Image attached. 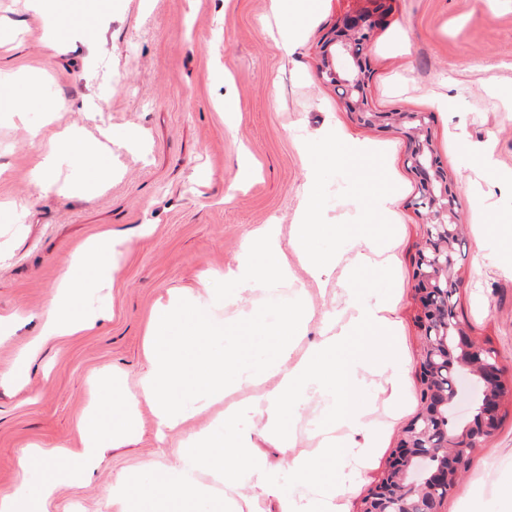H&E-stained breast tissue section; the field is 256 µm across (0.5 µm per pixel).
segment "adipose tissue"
<instances>
[{
    "label": "adipose tissue",
    "instance_id": "1",
    "mask_svg": "<svg viewBox=\"0 0 512 512\" xmlns=\"http://www.w3.org/2000/svg\"><path fill=\"white\" fill-rule=\"evenodd\" d=\"M65 160L83 171L85 199H93L112 177L109 163L79 132L52 131L44 159L32 172L39 194L51 190L56 167ZM308 182L288 239H281L277 225L256 228L235 265L225 270L223 289L207 281L201 292L186 291L152 309L149 367L135 388H127L118 373L104 372L90 390L89 418L80 431V447L68 451L70 463L29 447L19 460L22 479L10 495L0 497V512H44L60 486L84 482L108 449L132 442L144 405L162 432H178L200 417L205 423L172 449V462H149L116 478L112 512H239L236 497L244 489L250 512H264L269 502L276 512H339L338 502L352 482H325L318 475L323 461H345L353 449L369 459L383 438L382 430L368 427L364 408L347 406V398L361 394L373 377L385 378L392 397L407 390L398 327L390 317L393 297L369 300L351 283L364 268L394 273L399 242L392 237L378 243L364 225L338 239L334 250L320 251L318 243L331 227L315 221L321 206L316 171H309ZM125 244V238L105 229L72 254L39 316V344L98 330L110 313L103 292L120 271ZM295 262L317 282L344 265L342 285L354 311L341 325L327 318L319 342L298 358L293 349L306 333L308 311L291 306L282 292ZM261 303L273 314L268 332L251 337L249 348H242L236 330L253 321ZM242 389L250 390V397L232 400V393ZM312 403L320 411L319 443L298 451L280 428ZM359 434L364 443L356 442ZM259 438L282 448L286 464H271L256 448Z\"/></svg>",
    "mask_w": 512,
    "mask_h": 512
}]
</instances>
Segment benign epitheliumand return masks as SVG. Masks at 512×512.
Listing matches in <instances>:
<instances>
[{
  "label": "benign epithelium",
  "instance_id": "1",
  "mask_svg": "<svg viewBox=\"0 0 512 512\" xmlns=\"http://www.w3.org/2000/svg\"><path fill=\"white\" fill-rule=\"evenodd\" d=\"M365 2L372 8L338 18L322 42L318 76L333 87L360 126L403 131L408 141L405 163L418 179L421 204L414 209L426 224L414 269L423 398L418 413L403 428L387 470L363 498L360 512H444L474 449L498 430L504 404L512 398V378L504 377L499 355L472 340L451 315V298L459 290L457 196L438 159L431 135L432 114L384 112L369 101L366 59L376 29L390 12L391 0ZM462 374L479 384L481 397L470 419L456 422L451 410Z\"/></svg>",
  "mask_w": 512,
  "mask_h": 512
}]
</instances>
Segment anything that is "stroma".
Segmentation results:
<instances>
[{
	"mask_svg": "<svg viewBox=\"0 0 512 512\" xmlns=\"http://www.w3.org/2000/svg\"><path fill=\"white\" fill-rule=\"evenodd\" d=\"M359 0H316L293 52L281 47L285 19L271 0H56L67 27L90 42L68 41L60 53L44 45L41 24L24 0H0V78L17 93L43 88L37 110L19 117L0 106V203L27 208L24 223L0 218V314L19 319L0 337V496L22 474L27 444L80 447L79 425L88 379L111 366L136 384L147 367V316L169 293L195 288L204 275L235 265L244 239L262 224L289 232L308 167L301 147L324 134L338 145H377L382 161L364 158L349 169L323 165L319 221L353 235L361 224H382L374 200L393 185L399 231L395 278L365 270L355 280L371 297L397 293L393 318L406 360L409 394L393 415L389 390L377 382L368 421L384 429L377 454L346 495L344 512H360L362 498L386 470L403 427L419 408L420 325L414 259L423 243L422 219L412 202L416 178L404 160L407 140L394 130L360 127L318 77L319 46L336 19L360 9ZM367 93L379 110L432 113V136L457 194L464 228L458 263L457 310L469 335L499 353L512 377V0H393L368 55ZM96 104L89 121L77 102ZM234 122H225V103ZM69 127L88 141L112 135L111 184L85 200L72 185L75 167L62 164L52 195L37 198L31 173L43 156L40 128ZM142 145L124 147L127 132ZM259 163L248 184L237 179L238 157ZM150 225L142 233V225ZM109 228L129 240L111 290V316L91 336L31 344L37 317L60 273L85 239ZM289 291H302L310 313L308 341L326 314H351L340 286L343 269L323 284L294 267ZM27 360L24 388L4 382ZM140 439L108 450L90 481L60 487L47 512H112V482L146 461H170L180 436L157 437L148 406L140 408ZM512 403L494 436L473 455L445 512H512Z\"/></svg>",
	"mask_w": 512,
	"mask_h": 512,
	"instance_id": "1",
	"label": "stroma"
}]
</instances>
